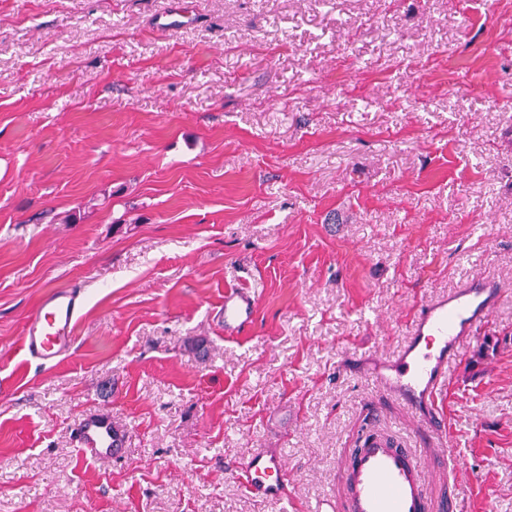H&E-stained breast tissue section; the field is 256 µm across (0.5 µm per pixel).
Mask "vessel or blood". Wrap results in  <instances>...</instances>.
Returning <instances> with one entry per match:
<instances>
[{"mask_svg":"<svg viewBox=\"0 0 512 512\" xmlns=\"http://www.w3.org/2000/svg\"><path fill=\"white\" fill-rule=\"evenodd\" d=\"M504 296L499 282L478 277L430 298L410 324L398 354L369 371V378L417 415L430 440L446 437L437 397L448 383L461 346L487 326ZM258 300L255 287L225 290L218 311L225 337L239 336L252 327ZM85 304L83 290L76 287L48 293L24 329L26 355L42 366L56 365L69 356ZM74 432L79 453L95 461H112L129 444L126 429L106 413L86 414ZM447 478V473L425 470L416 449L365 430L339 475L341 494L322 499L315 512H433L428 488L433 481ZM288 482V466L278 451L256 452L247 463L245 487L255 497H282Z\"/></svg>","mask_w":512,"mask_h":512,"instance_id":"1","label":"vessel or blood"}]
</instances>
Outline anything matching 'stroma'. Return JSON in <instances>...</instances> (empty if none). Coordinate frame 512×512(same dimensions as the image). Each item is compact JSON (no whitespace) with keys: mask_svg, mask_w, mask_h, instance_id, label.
I'll list each match as a JSON object with an SVG mask.
<instances>
[{"mask_svg":"<svg viewBox=\"0 0 512 512\" xmlns=\"http://www.w3.org/2000/svg\"><path fill=\"white\" fill-rule=\"evenodd\" d=\"M476 277L498 346H463L425 444L362 370ZM74 283L43 368L24 326ZM92 410L121 459L79 457ZM369 420L455 452L459 512H512V0H0V512H308ZM266 449L285 498L239 475ZM86 304L84 290L58 288L30 315L22 336L25 354L41 366H55L74 349V330ZM259 289L229 288L224 291V304L218 311V321L224 324L225 337L239 336L249 330L255 321Z\"/></svg>","mask_w":512,"mask_h":512,"instance_id":"stroma-1","label":"stroma"}]
</instances>
